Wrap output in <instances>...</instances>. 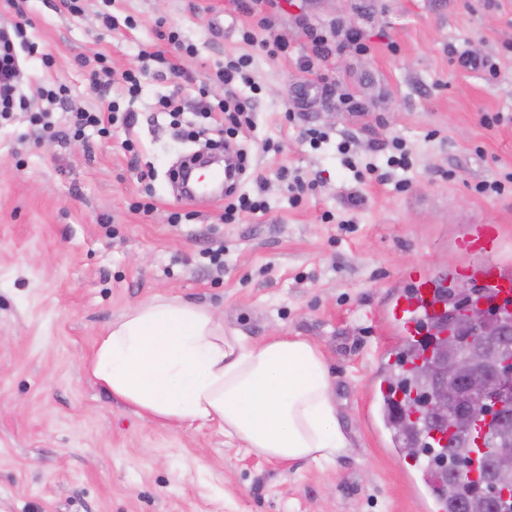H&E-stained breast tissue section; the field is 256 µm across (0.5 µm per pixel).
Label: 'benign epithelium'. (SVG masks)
Returning a JSON list of instances; mask_svg holds the SVG:
<instances>
[{"mask_svg": "<svg viewBox=\"0 0 512 512\" xmlns=\"http://www.w3.org/2000/svg\"><path fill=\"white\" fill-rule=\"evenodd\" d=\"M492 310L473 303L467 310L469 329L451 332L448 354L437 363L435 386L427 400L428 416L450 408L503 423L512 421V328L491 321ZM512 462V442L496 440L479 490L463 512H491L499 484L498 465Z\"/></svg>", "mask_w": 512, "mask_h": 512, "instance_id": "1", "label": "benign epithelium"}]
</instances>
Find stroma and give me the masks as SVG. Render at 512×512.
I'll return each mask as SVG.
<instances>
[{
    "label": "stroma",
    "instance_id": "stroma-1",
    "mask_svg": "<svg viewBox=\"0 0 512 512\" xmlns=\"http://www.w3.org/2000/svg\"><path fill=\"white\" fill-rule=\"evenodd\" d=\"M81 6L24 4L36 52L20 54L21 88L56 137L22 113L0 124V512H424L372 396L397 341L380 310L411 268L463 263L470 220L501 225L512 262V191H475L512 170V0H112V29L101 0ZM259 14V38L285 39L286 54L242 43ZM170 25L192 53L161 40ZM313 30L331 51L310 72ZM157 50L185 79L150 76L129 94L122 72ZM243 53L252 81L233 93L254 102L256 129L231 147L250 156L240 189L267 209L228 224L223 201L177 196L168 175L218 139L222 116L204 110L224 89L205 80ZM100 55L113 70L103 99L86 81ZM485 57L496 77L475 67ZM52 82L68 86L66 107L39 98ZM168 95L178 113L159 106ZM107 100L133 122L70 139L73 111ZM199 127L203 139L183 138ZM284 169L315 191L293 201ZM159 295L215 308L226 335L251 343H316L347 448L284 466L217 424L164 426L112 398L83 362L113 319Z\"/></svg>",
    "mask_w": 512,
    "mask_h": 512
}]
</instances>
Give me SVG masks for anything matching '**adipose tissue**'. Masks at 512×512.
Returning <instances> with one entry per match:
<instances>
[{"mask_svg":"<svg viewBox=\"0 0 512 512\" xmlns=\"http://www.w3.org/2000/svg\"><path fill=\"white\" fill-rule=\"evenodd\" d=\"M86 372L163 425L215 423L268 459L332 462L347 441L327 361L311 340L224 333L210 306L156 296L99 336Z\"/></svg>","mask_w":512,"mask_h":512,"instance_id":"adipose-tissue-1","label":"adipose tissue"}]
</instances>
